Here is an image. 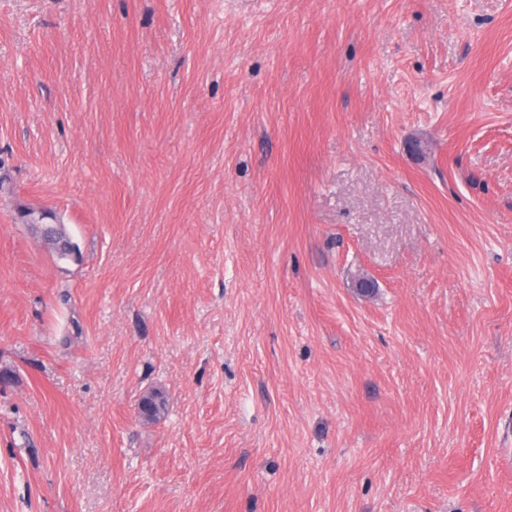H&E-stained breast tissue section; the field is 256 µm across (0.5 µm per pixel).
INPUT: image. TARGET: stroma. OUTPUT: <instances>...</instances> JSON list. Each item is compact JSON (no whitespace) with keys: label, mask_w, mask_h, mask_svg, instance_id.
Segmentation results:
<instances>
[{"label":"stroma","mask_w":512,"mask_h":512,"mask_svg":"<svg viewBox=\"0 0 512 512\" xmlns=\"http://www.w3.org/2000/svg\"><path fill=\"white\" fill-rule=\"evenodd\" d=\"M0 512H512V0H0ZM138 411L145 419L158 420L166 411V397L161 390H153L143 395L138 404Z\"/></svg>","instance_id":"stroma-1"}]
</instances>
